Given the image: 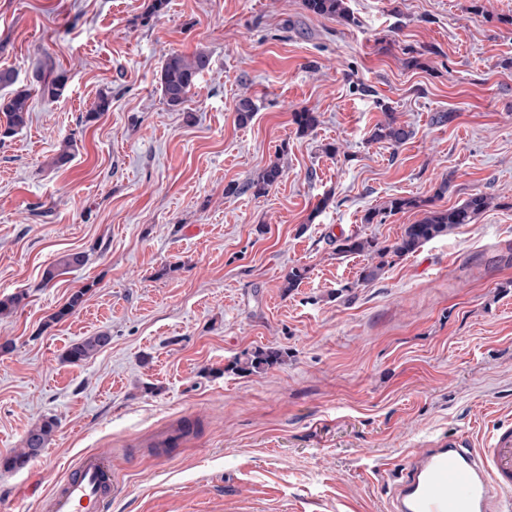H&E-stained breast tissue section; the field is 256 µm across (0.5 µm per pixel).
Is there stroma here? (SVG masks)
Wrapping results in <instances>:
<instances>
[{
    "instance_id": "stroma-1",
    "label": "stroma",
    "mask_w": 512,
    "mask_h": 512,
    "mask_svg": "<svg viewBox=\"0 0 512 512\" xmlns=\"http://www.w3.org/2000/svg\"><path fill=\"white\" fill-rule=\"evenodd\" d=\"M150 4L0 0V68L33 92L0 143V299L23 297L0 318V458L58 421L25 469L0 470V512H40L96 451L107 512H388L380 464L512 421V0H348L349 24L302 0ZM199 49L210 69L170 109L162 62ZM40 70L67 73L60 97L38 93ZM303 109L319 116L305 135ZM389 111L413 132L398 147L370 139ZM69 137L74 158L52 166ZM274 161L283 178L246 191ZM445 179L436 207L477 192L491 207L358 283L368 259L336 239L394 243L420 211L366 212ZM71 252L86 264L44 283ZM98 332L108 346L62 361ZM258 347L283 363L228 371Z\"/></svg>"
}]
</instances>
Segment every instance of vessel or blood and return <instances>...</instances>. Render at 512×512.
<instances>
[{"label":"vessel or blood","mask_w":512,"mask_h":512,"mask_svg":"<svg viewBox=\"0 0 512 512\" xmlns=\"http://www.w3.org/2000/svg\"><path fill=\"white\" fill-rule=\"evenodd\" d=\"M108 455H82L42 501V512H106L112 499ZM389 512H512V423L498 425L484 447L442 438L412 453L393 483Z\"/></svg>","instance_id":"1"}]
</instances>
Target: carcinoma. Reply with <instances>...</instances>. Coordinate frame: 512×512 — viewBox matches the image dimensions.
Returning a JSON list of instances; mask_svg holds the SVG:
<instances>
[{"mask_svg": "<svg viewBox=\"0 0 512 512\" xmlns=\"http://www.w3.org/2000/svg\"><path fill=\"white\" fill-rule=\"evenodd\" d=\"M304 8L317 15L336 18L343 22L352 21L351 13L346 0H303ZM210 54L199 50L191 55L171 53L166 56L160 70L159 86L161 95L171 108L182 106L192 89L195 87L198 76L210 66ZM67 83L64 72L56 74L51 79L43 78L39 84L42 96L57 98L62 95ZM31 92L26 88H16L9 94L0 97V113L5 117V123H0V141L14 136L23 129L29 121L31 112ZM293 121L297 130L302 134L313 131L318 123V116L314 112L303 110L293 114ZM411 132L396 120L376 125L372 134L373 141H386L392 146L405 142ZM76 141L69 139L53 157L52 165L60 168L68 164L75 153ZM283 167L277 162L271 164L261 172L258 177L250 181L244 188L234 184L228 185L224 192L227 195L237 194L241 190H250L256 196L269 191L283 176ZM450 187V181L445 179L435 191L433 197L420 198H394L382 210H373L366 214L364 222L374 223L381 214L402 211L409 208L423 209V217L414 224H408L400 238L391 245H381L376 238L362 236L358 233L346 236L336 241V254H367L379 258L375 264L366 265L360 271L358 281L368 283L375 280L387 263V257L407 256L418 251L425 243L444 236L462 224H471L489 207V198L482 193L470 195L462 203L441 209L434 207V201L443 197ZM86 262V255L82 252L68 253L58 262L44 272V281L49 283L57 276L74 268L81 267ZM86 294L85 289L74 292L69 301L51 317L56 323L71 314L82 302ZM111 341L106 333L88 336L72 344L63 354V360L72 364L81 363L105 348ZM284 360L282 351L276 348H258L245 352L227 366V369L243 374H260ZM57 428L53 418H45L31 428L26 436L24 448L11 456L0 460V469L18 471L25 468L51 440Z\"/></svg>", "mask_w": 512, "mask_h": 512, "instance_id": "1", "label": "carcinoma"}]
</instances>
